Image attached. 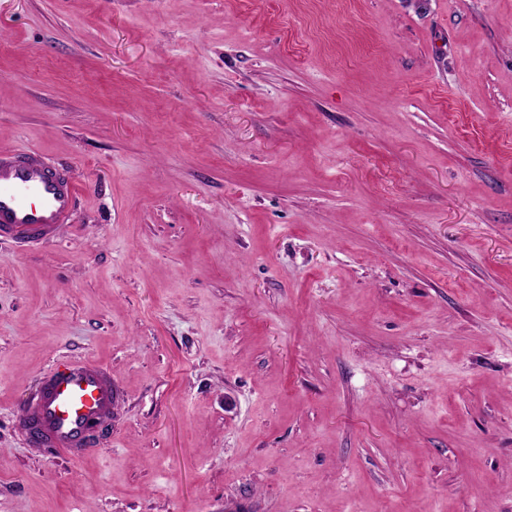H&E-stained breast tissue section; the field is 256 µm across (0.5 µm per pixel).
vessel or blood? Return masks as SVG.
Instances as JSON below:
<instances>
[{
    "instance_id": "b4317fda",
    "label": "vessel or blood",
    "mask_w": 512,
    "mask_h": 512,
    "mask_svg": "<svg viewBox=\"0 0 512 512\" xmlns=\"http://www.w3.org/2000/svg\"><path fill=\"white\" fill-rule=\"evenodd\" d=\"M67 172L31 151L0 150V240L20 245L57 240L76 206ZM119 391L92 360L57 364L43 374L18 426L31 445L72 459L112 431Z\"/></svg>"
}]
</instances>
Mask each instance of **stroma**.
Listing matches in <instances>:
<instances>
[{"instance_id": "35a3bbf8", "label": "stroma", "mask_w": 512, "mask_h": 512, "mask_svg": "<svg viewBox=\"0 0 512 512\" xmlns=\"http://www.w3.org/2000/svg\"><path fill=\"white\" fill-rule=\"evenodd\" d=\"M0 148L78 196L0 245V512H512V0H0ZM118 396L112 373L99 363H60L39 380L19 414L18 427L35 448L77 459L96 438L112 433Z\"/></svg>"}]
</instances>
